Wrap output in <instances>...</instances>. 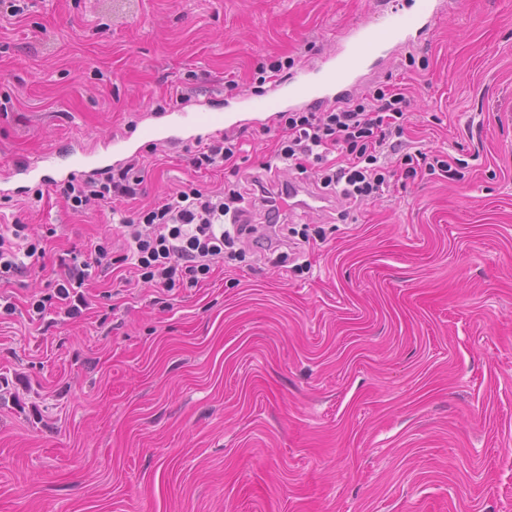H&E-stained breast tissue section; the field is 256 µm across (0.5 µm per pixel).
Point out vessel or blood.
<instances>
[{
	"instance_id": "obj_1",
	"label": "vessel or blood",
	"mask_w": 512,
	"mask_h": 512,
	"mask_svg": "<svg viewBox=\"0 0 512 512\" xmlns=\"http://www.w3.org/2000/svg\"><path fill=\"white\" fill-rule=\"evenodd\" d=\"M441 14L440 0H380L373 19L349 26L336 50L320 64L307 66L278 81L274 94L263 98L245 97L247 112L273 116L284 108H315L345 101L363 81L365 72L375 69L401 49L425 43ZM232 120L223 112L200 110L180 112L173 125L147 126L145 134L155 143L178 141L180 134L196 129L222 133ZM124 138L108 139L103 149L80 146L68 154L47 153L38 159L0 169V193L19 194L27 184H50L69 179L75 171L91 174L113 166L116 158L128 154ZM279 212L297 208L322 209L323 201L305 185L289 187L276 200Z\"/></svg>"
}]
</instances>
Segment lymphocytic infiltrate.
I'll return each mask as SVG.
<instances>
[{
    "label": "lymphocytic infiltrate",
    "instance_id": "obj_1",
    "mask_svg": "<svg viewBox=\"0 0 512 512\" xmlns=\"http://www.w3.org/2000/svg\"><path fill=\"white\" fill-rule=\"evenodd\" d=\"M411 106L403 89L388 84L339 105L278 113L274 148L264 164L266 179L228 182L214 191L190 186L146 209L118 207L143 192L145 161L138 156L95 178L54 183V194L73 212L85 211L94 201L112 205L115 233L87 252L59 255L61 273L50 292L33 302L32 313L40 320L50 312L81 317L89 307L83 288L90 268L107 274L118 261L129 266L136 283L167 292L207 281L240 245L261 249L274 263L286 262L287 240L260 233L261 227L277 221L270 198L281 184L278 171L283 166L310 175L327 196L354 204L379 201L402 180L425 175L453 178L448 156L409 140ZM242 147L237 131L200 140L189 152V163L206 173L235 163ZM256 216L262 217V225L253 224ZM44 243L43 233L21 220L1 224L0 287L12 284L43 259Z\"/></svg>",
    "mask_w": 512,
    "mask_h": 512
}]
</instances>
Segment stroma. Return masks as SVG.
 <instances>
[{
	"mask_svg": "<svg viewBox=\"0 0 512 512\" xmlns=\"http://www.w3.org/2000/svg\"><path fill=\"white\" fill-rule=\"evenodd\" d=\"M378 7L36 0L0 16V163L121 132L148 165L142 205L262 176L263 125L244 121L238 172L204 175L142 129L270 95L259 65L298 48L316 64ZM385 82L461 180L293 211L289 227L325 239L282 266L249 250L169 293L109 275L82 318L32 324L56 252L108 234L111 214L14 196L0 224L57 233L0 315V379L25 382L0 403V512H512V0H446L425 47L365 86Z\"/></svg>",
	"mask_w": 512,
	"mask_h": 512,
	"instance_id": "stroma-1",
	"label": "stroma"
}]
</instances>
